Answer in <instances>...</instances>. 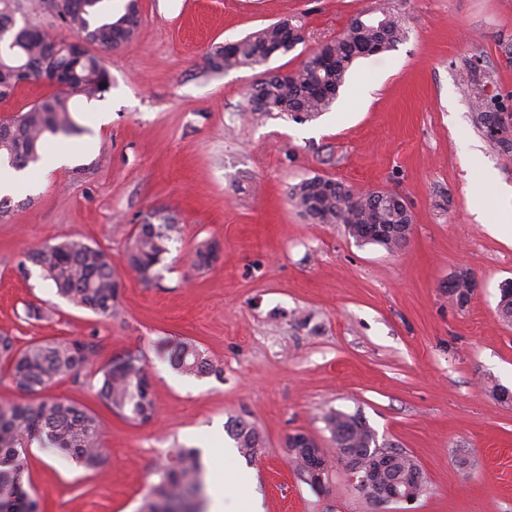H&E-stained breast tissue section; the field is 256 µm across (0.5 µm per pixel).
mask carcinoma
<instances>
[{
	"label": "carcinoma",
	"mask_w": 512,
	"mask_h": 512,
	"mask_svg": "<svg viewBox=\"0 0 512 512\" xmlns=\"http://www.w3.org/2000/svg\"><path fill=\"white\" fill-rule=\"evenodd\" d=\"M53 5L65 28L89 33L94 45L104 52L124 48L135 38L138 20L127 19V13L135 8L134 0H127L124 14L117 18L112 16L111 0H85L80 13L69 10L67 0H54ZM18 8L17 0H0V85L14 90L19 79L15 75L17 59L22 58L30 64L26 82L42 81L58 90L0 120V168L16 171L37 162L49 139H67L84 132L72 116V100L100 99L112 86L110 72L96 53L68 50L53 63L43 65L52 38L36 26L17 25ZM371 14L383 25L359 13L339 36L322 43L299 68L264 74L248 92V109L263 114L286 112L302 121L327 111L356 59L388 51L407 37L406 28L389 4L382 3ZM289 26L301 31L300 26L283 20L242 38L230 52L221 45L214 47L205 57L206 69L220 73L259 65L272 48H280L282 54L290 51L284 33ZM498 106L500 103L491 97L479 98L473 102L471 118L474 127L508 162L512 161V138L492 135ZM317 180V176L304 179L289 191L294 207L315 224H342L353 239L364 244L365 229L374 224L412 223L411 212L384 204L376 191L358 192L338 181L336 191L317 194L311 189ZM177 235L178 226L172 219L138 225L125 254L126 265L143 283H152L159 277V265ZM214 247L213 241L199 242L191 265L198 269L210 266L215 261ZM32 266L40 270L61 299L73 306L105 318L118 313L121 281L110 252L70 239L25 251L18 270L27 275ZM471 295L472 288L462 279L448 293V300L463 307ZM98 351L94 336L35 342L20 348L11 336L0 334V365L7 368L12 384L26 396L20 402L0 403V512H43L24 483L26 449L34 444L63 453L87 470L98 471L102 451L97 417L70 400L41 396L62 379L80 382ZM159 355L167 356L173 368L189 375L203 377L215 371L205 354L189 342L166 343ZM146 366L143 353L127 352L102 369L96 387L101 402L134 425L147 424L155 415ZM323 421L334 447L345 448L359 458L356 489L379 483L377 492L363 494L365 499L381 502L379 491L391 478L402 482L403 489L411 487L416 497L424 491L425 474L412 456L397 451L384 459L376 455V433L361 412L331 411ZM227 433L246 459L257 456L262 438L254 424L239 419L227 428ZM306 452L305 448L288 449L290 460L307 484L324 493L332 485L331 462L321 470L307 471ZM205 500V469L199 451L178 448L171 461L157 471V481L142 498L139 512H203Z\"/></svg>",
	"instance_id": "obj_1"
}]
</instances>
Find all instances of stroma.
I'll list each match as a JSON object with an SVG mask.
<instances>
[{
	"mask_svg": "<svg viewBox=\"0 0 512 512\" xmlns=\"http://www.w3.org/2000/svg\"><path fill=\"white\" fill-rule=\"evenodd\" d=\"M379 0H139L133 44L102 58L104 97L75 101L82 135L51 140L68 166L32 167L37 189L0 216V332L19 346L97 337L83 384L64 379L49 397L80 403L101 422L102 463L85 470L44 449L28 472L44 512H136L171 449L203 452L208 491L235 471L264 512H512V325L496 313L512 280V235L477 220L471 193L486 170L512 188L504 164L470 121V100L512 103V0H392L408 34L358 59L331 109L297 122L246 113L259 68L204 67L215 45L292 20L305 40L267 61L294 70L356 14ZM400 194L413 222L405 246L359 244L344 225L314 224L288 192L313 176ZM181 227L161 277L146 285L123 263L138 224ZM80 239L111 253L123 288L103 318L56 296L39 271L22 276L23 250ZM220 245L210 267L187 256ZM467 271L465 307L445 282ZM44 310L26 317L28 304ZM197 344L220 376L182 374L155 345ZM143 352L156 407L135 426L99 400L98 371ZM361 412L379 443L412 455L426 490L378 508L335 465L329 494L289 464V434L330 448L322 416ZM242 418L263 435L255 460L225 425ZM228 454L208 455L215 443Z\"/></svg>",
	"mask_w": 512,
	"mask_h": 512,
	"instance_id": "obj_1",
	"label": "stroma"
}]
</instances>
